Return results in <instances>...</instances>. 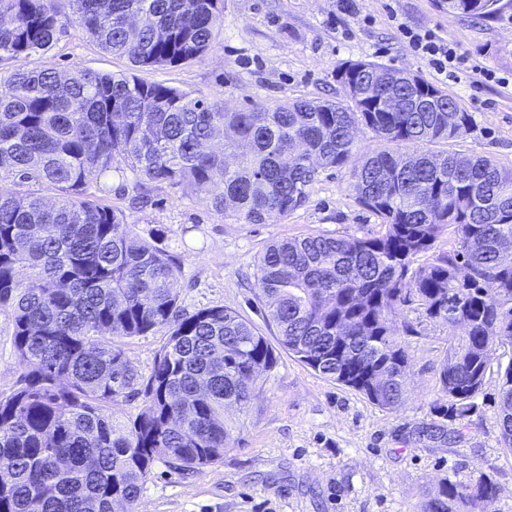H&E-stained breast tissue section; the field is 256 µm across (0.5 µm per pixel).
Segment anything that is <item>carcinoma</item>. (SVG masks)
I'll return each instance as SVG.
<instances>
[{"label":"carcinoma","instance_id":"obj_1","mask_svg":"<svg viewBox=\"0 0 512 512\" xmlns=\"http://www.w3.org/2000/svg\"><path fill=\"white\" fill-rule=\"evenodd\" d=\"M500 0H436L482 22ZM82 31L137 68L179 66L209 50L224 0H67ZM53 0H0V308L12 312L22 374L0 394V512H134L154 465L197 471L236 442L226 410L250 411L272 345L224 306L178 304L174 257L132 233L125 214L87 195L94 179L133 176V208L168 182L224 219L262 224L304 206L322 170L342 168L365 127L394 150L371 151L350 188L381 232L308 235L269 244L256 296L281 347L319 375L381 408L405 402L402 316L415 306L448 325L439 368L442 418L478 409L497 352L512 348V168L456 151H419L465 135L474 122L446 91L406 72L373 91L359 81L338 101L295 100L228 112L130 73H63L31 63L57 41ZM455 121L448 122V109ZM221 137L219 150L205 144ZM56 200L45 203L42 186ZM454 244L437 250L441 237ZM425 261H420V258ZM464 334L457 336L456 327ZM158 328L167 341L139 374L115 336ZM142 399L118 424V398ZM501 437L512 449V362L500 385ZM484 473L444 480L423 512H477L495 497Z\"/></svg>","mask_w":512,"mask_h":512}]
</instances>
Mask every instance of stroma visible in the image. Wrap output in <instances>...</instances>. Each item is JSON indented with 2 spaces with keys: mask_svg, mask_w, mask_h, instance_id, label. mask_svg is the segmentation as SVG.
<instances>
[{
  "mask_svg": "<svg viewBox=\"0 0 512 512\" xmlns=\"http://www.w3.org/2000/svg\"><path fill=\"white\" fill-rule=\"evenodd\" d=\"M404 26L453 41L473 71L457 79L437 74L403 40ZM347 60L407 69L447 91L474 117L472 129L449 141L448 149L512 168V84L489 83L475 72L482 66L512 73V5L483 23L439 10L435 0H352L348 11L340 0H224L223 19L202 58L136 72L245 112L296 99H342L333 74ZM38 64L66 72L132 70L68 22ZM125 183L115 173L90 182L87 192L122 210L134 233L163 229L159 245L180 264L174 288L180 305L190 312L234 309L272 343L276 330L248 283L265 247L295 236L364 237L380 230L378 219L357 205L346 167L324 170L305 206L262 224L227 221L166 183L152 184V206L133 208ZM421 330L403 339L407 396L395 410L278 350L249 413L237 418V441L223 461L184 474L156 464L135 512H422L443 480L482 473L498 487L484 512H512V450L501 441L499 369L488 370L479 408L456 422L455 438H430L437 409L448 402L438 379L448 328L425 322ZM21 373L12 314L0 308V393H9Z\"/></svg>",
  "mask_w": 512,
  "mask_h": 512,
  "instance_id": "35a3bbf8",
  "label": "stroma"
}]
</instances>
